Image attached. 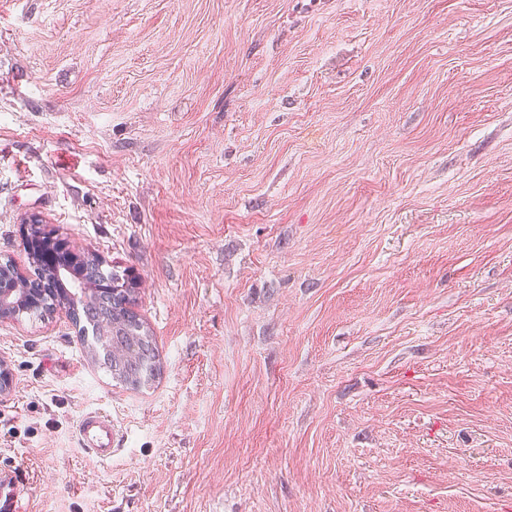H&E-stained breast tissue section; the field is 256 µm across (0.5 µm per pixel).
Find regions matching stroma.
<instances>
[{
	"label": "stroma",
	"mask_w": 512,
	"mask_h": 512,
	"mask_svg": "<svg viewBox=\"0 0 512 512\" xmlns=\"http://www.w3.org/2000/svg\"><path fill=\"white\" fill-rule=\"evenodd\" d=\"M29 216L162 374L0 321L28 512H512V0H0V263ZM122 310V307L121 309H117L112 307L111 304L100 305L99 315H101L102 320L106 321V323H112V334H107L106 329L97 323V318H93L90 314L87 322L89 321L92 337L95 341L99 338V327L101 328V332L109 337L108 343L99 344L98 347H96L98 354L101 352L103 357L105 356L108 359L120 357L129 363H134L137 359V349L133 345L129 347L116 346L112 345V340H132L136 344H140L143 341H148V338H151L157 352V355L154 356L155 358L157 357L155 361L146 360L136 367H132L120 361L108 363L103 360L104 368L110 372L112 379H116V381L123 385L138 388L148 384L159 374V354L150 328L146 326L137 315L131 316L129 319L126 318ZM77 435L80 447L92 458L105 461L112 457L115 434L110 416L99 412L82 414L77 422Z\"/></svg>",
	"instance_id": "1"
}]
</instances>
